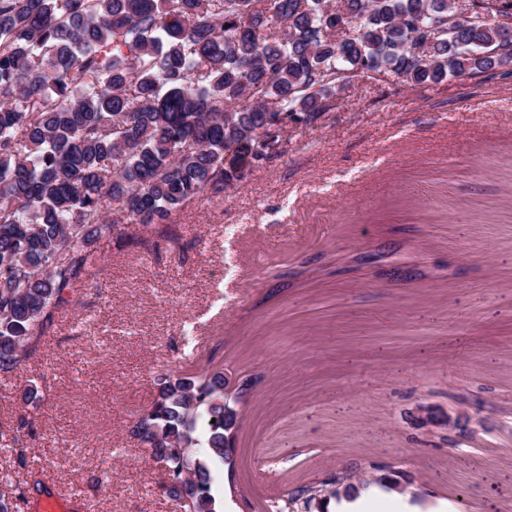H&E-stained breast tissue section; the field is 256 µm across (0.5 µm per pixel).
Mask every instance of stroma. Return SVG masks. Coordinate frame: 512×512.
Masks as SVG:
<instances>
[{"instance_id": "1", "label": "stroma", "mask_w": 512, "mask_h": 512, "mask_svg": "<svg viewBox=\"0 0 512 512\" xmlns=\"http://www.w3.org/2000/svg\"><path fill=\"white\" fill-rule=\"evenodd\" d=\"M0 386L83 512H182L129 435L157 378L223 368L232 512L347 474L387 512H512V78L356 76L281 153L168 225L129 224Z\"/></svg>"}]
</instances>
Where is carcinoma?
Masks as SVG:
<instances>
[{
  "label": "carcinoma",
  "instance_id": "cac0c4a2",
  "mask_svg": "<svg viewBox=\"0 0 512 512\" xmlns=\"http://www.w3.org/2000/svg\"><path fill=\"white\" fill-rule=\"evenodd\" d=\"M0 0V374L20 370L64 294L123 224H167L263 165L260 130L309 126L347 80L440 84L512 64V0ZM359 23L353 37L342 26ZM130 435L183 512H217L233 466L224 371L171 368ZM349 475L297 491L306 512Z\"/></svg>",
  "mask_w": 512,
  "mask_h": 512
}]
</instances>
